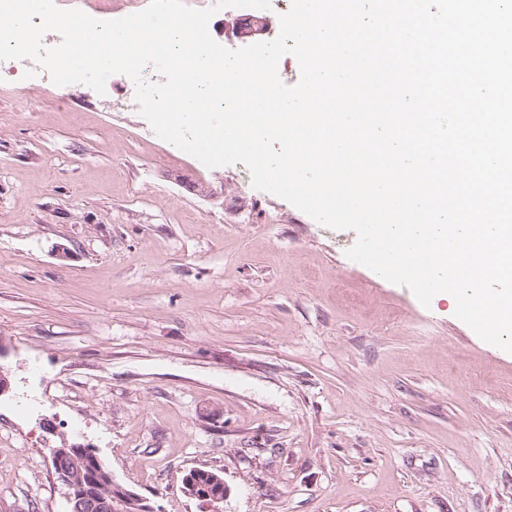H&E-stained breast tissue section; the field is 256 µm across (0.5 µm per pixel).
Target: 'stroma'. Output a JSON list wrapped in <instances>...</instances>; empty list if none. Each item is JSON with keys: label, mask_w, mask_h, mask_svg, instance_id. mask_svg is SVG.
<instances>
[{"label": "stroma", "mask_w": 512, "mask_h": 512, "mask_svg": "<svg viewBox=\"0 0 512 512\" xmlns=\"http://www.w3.org/2000/svg\"><path fill=\"white\" fill-rule=\"evenodd\" d=\"M124 83L106 109L0 81V512H69L72 446L155 512H199L192 468L224 512H512V353ZM185 486L188 493L202 504L204 512H223L220 505L228 495L224 477L208 472L200 478L194 472L186 477Z\"/></svg>", "instance_id": "stroma-1"}]
</instances>
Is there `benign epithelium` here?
Listing matches in <instances>:
<instances>
[{
  "label": "benign epithelium",
  "instance_id": "obj_1",
  "mask_svg": "<svg viewBox=\"0 0 512 512\" xmlns=\"http://www.w3.org/2000/svg\"><path fill=\"white\" fill-rule=\"evenodd\" d=\"M53 464L58 480L67 490L71 507L79 512L90 502L100 512H156L146 498L105 477L102 463L88 448H57ZM186 490L201 504L204 512H223L221 504L228 495L224 478L214 472L186 477Z\"/></svg>",
  "mask_w": 512,
  "mask_h": 512
}]
</instances>
